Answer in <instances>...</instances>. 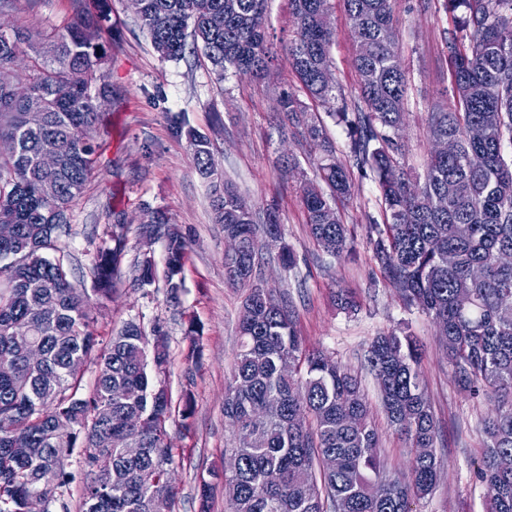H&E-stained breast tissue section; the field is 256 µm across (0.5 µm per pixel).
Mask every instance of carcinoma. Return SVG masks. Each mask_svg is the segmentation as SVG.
Here are the masks:
<instances>
[{"mask_svg": "<svg viewBox=\"0 0 512 512\" xmlns=\"http://www.w3.org/2000/svg\"><path fill=\"white\" fill-rule=\"evenodd\" d=\"M72 18L46 35L19 27L0 29V64L30 49L25 83L15 97L0 87V138L15 143L0 155V223L16 226L15 241L0 243V512H49L66 485V460L77 441L86 448L87 481L80 512H158L174 497L165 471L174 462L168 442L172 407L162 385L168 371L163 337L149 341L127 323L105 344L91 331L90 307L112 301L124 247V228L112 225V245L99 248L92 293L75 287L61 253L71 235V203L83 192L95 152L98 94L109 92L99 73L111 34L108 0H74ZM295 38L286 60L303 93L345 125L349 162L336 159L322 121L308 115L299 95L284 91L285 121L303 124L321 152L320 170L333 198L350 195L353 171L378 182L386 220L371 224L373 259L405 301L441 329L458 385L494 409L481 423L485 452L476 478L487 489L488 512H512V0H443L463 8L461 24L448 33L449 81L454 102L430 112L432 140L456 141L453 155L431 152L423 177L398 160L390 137L402 124L408 85L396 51L392 0H343L356 44L359 99L349 109L336 84L322 79L331 66L333 32L321 23L329 0H291ZM268 0H142V28L161 56L178 59L187 47L206 57L219 76L257 77L274 60L264 25ZM473 125L485 128L469 137ZM199 175L209 187L214 222L241 244L224 259L226 280L245 290L239 343L224 391V419L239 457L236 473L222 477L231 512H412L411 504L436 486L441 469L439 430L423 385L417 340L394 332L376 337L367 364L380 391L387 423L412 448L411 475L390 476L379 455V434L354 375L322 351L307 349L296 329V310L286 291L263 285L262 267L276 255L295 258L285 241L278 206L243 210L244 196L224 178L208 137L186 131ZM53 150L64 158L55 172L39 168ZM307 224L318 245L350 256L352 238L323 190L302 186ZM140 233L166 238V280L181 287L188 244L151 215ZM60 256L50 258L45 251ZM453 262H448V257ZM462 295L471 307L458 306ZM29 328L43 355L31 361L15 332ZM297 364L284 375L280 362ZM95 361L100 372L90 392L77 363ZM24 436L30 453L17 456L10 443ZM134 436L143 454L122 448ZM336 467L322 471L320 459Z\"/></svg>", "mask_w": 512, "mask_h": 512, "instance_id": "cac0c4a2", "label": "carcinoma"}]
</instances>
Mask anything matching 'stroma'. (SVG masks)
<instances>
[{
	"mask_svg": "<svg viewBox=\"0 0 512 512\" xmlns=\"http://www.w3.org/2000/svg\"><path fill=\"white\" fill-rule=\"evenodd\" d=\"M418 4L393 3L398 53L409 87L405 123L394 138L402 147L401 162L416 176L423 175L433 149L429 112L447 106L450 97L445 37L457 21L455 12L433 7L422 13ZM111 7L112 35L101 67L111 93L94 135L98 150L89 183L72 207L64 263L76 287L92 288L93 264L107 227H127L121 277L93 332L105 341L133 321L148 338L164 337L169 355L165 387L173 411H181L185 395L193 397L188 427L177 422L169 427L176 488L171 512H199L202 481H212V472L222 471L231 454L224 388L237 349L244 295L224 278V232L212 221L208 189L195 171L185 136L176 131L180 120L209 137L225 178L255 208L278 202L297 263L290 269L275 261L266 264L263 284L288 291L306 348L324 351L358 377L380 436L381 460L390 475L400 478L409 474L411 453L386 422L366 350L378 334L399 329L423 343L420 369L439 426L442 470L433 493L414 503L415 512H487L488 494L474 471L484 452L480 422L493 404L470 399L460 390L436 324L408 306L374 263L367 226L385 220L375 179L355 178L352 196L335 203L341 223L354 236V256L328 254L309 233L300 181H319L318 151L301 135L284 140L278 132V96L300 87L284 59L295 32L290 0L269 2L267 44L275 60L260 80L232 73L218 77L207 59L190 52L178 60L161 58L128 0H111ZM72 14L73 0H17L7 18L40 31L62 25ZM329 18L334 79L354 105L359 101L355 46L343 0H330ZM289 157L298 171L285 169L283 161ZM151 211L163 213L189 245L182 286L174 294L165 282V239L148 241L139 235ZM147 258L155 281L142 288L136 283L137 267ZM341 294L352 299L353 308L338 306ZM85 454L81 447L72 450L70 482L51 512H79L87 479ZM212 483V512H230L221 482Z\"/></svg>",
	"mask_w": 512,
	"mask_h": 512,
	"instance_id": "stroma-1",
	"label": "stroma"
}]
</instances>
